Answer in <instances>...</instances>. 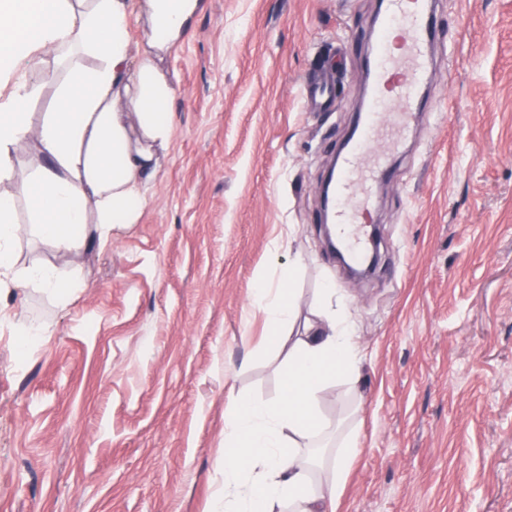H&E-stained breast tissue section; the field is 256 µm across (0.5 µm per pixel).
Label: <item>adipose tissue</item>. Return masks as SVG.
Returning <instances> with one entry per match:
<instances>
[{"instance_id":"ef3b65f1","label":"adipose tissue","mask_w":512,"mask_h":512,"mask_svg":"<svg viewBox=\"0 0 512 512\" xmlns=\"http://www.w3.org/2000/svg\"><path fill=\"white\" fill-rule=\"evenodd\" d=\"M148 22L137 66H130L129 17ZM201 0H0V76L12 91L0 103V182L14 177L18 148L35 141L42 164L22 180L30 202V234L63 249L88 236L107 245L115 225L137 223L148 185L157 177L156 148L173 134L167 108L173 96L158 59L187 36ZM94 57L71 62L57 97L59 108L32 125L33 93L20 68L43 63L41 50ZM16 198L0 192V287L23 284L66 298L74 286L53 265L17 266ZM322 290V319L293 335L295 297L258 280L255 304L280 346L286 379L270 406L237 397L224 417V512H336L360 434L341 431L319 410L336 377L354 379L361 359L354 332Z\"/></svg>"}]
</instances>
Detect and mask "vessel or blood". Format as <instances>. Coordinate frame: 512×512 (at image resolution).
Returning <instances> with one entry per match:
<instances>
[{"instance_id": "vessel-or-blood-1", "label": "vessel or blood", "mask_w": 512, "mask_h": 512, "mask_svg": "<svg viewBox=\"0 0 512 512\" xmlns=\"http://www.w3.org/2000/svg\"><path fill=\"white\" fill-rule=\"evenodd\" d=\"M436 4L434 0H384L366 58L368 92L354 131L339 153L330 199L321 214L336 225L354 258L369 250L372 191L391 180L390 157L412 121L430 68ZM302 97L325 110L335 103L327 77L303 82Z\"/></svg>"}]
</instances>
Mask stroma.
<instances>
[{
	"instance_id": "35a3bbf8",
	"label": "stroma",
	"mask_w": 512,
	"mask_h": 512,
	"mask_svg": "<svg viewBox=\"0 0 512 512\" xmlns=\"http://www.w3.org/2000/svg\"><path fill=\"white\" fill-rule=\"evenodd\" d=\"M376 11L205 0L161 62L173 137L138 223L69 252L20 234L19 264L80 286L0 292V512H207L225 412L280 396L252 295L289 267L297 325L331 284L363 356L320 400L361 427L338 512H512V0H438L425 111L373 209L396 268L362 280L325 246L319 186ZM336 53V106L310 111L303 79ZM65 76L52 53L31 74L33 123Z\"/></svg>"
}]
</instances>
